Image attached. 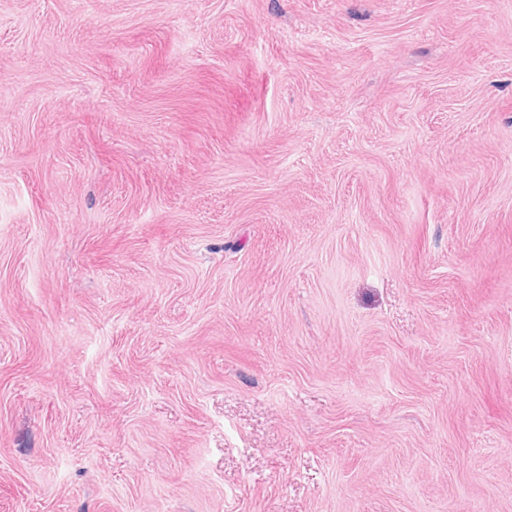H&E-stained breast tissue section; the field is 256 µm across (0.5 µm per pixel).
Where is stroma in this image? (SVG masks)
<instances>
[{
  "instance_id": "1",
  "label": "stroma",
  "mask_w": 512,
  "mask_h": 512,
  "mask_svg": "<svg viewBox=\"0 0 512 512\" xmlns=\"http://www.w3.org/2000/svg\"><path fill=\"white\" fill-rule=\"evenodd\" d=\"M0 512H512V0H0Z\"/></svg>"
}]
</instances>
